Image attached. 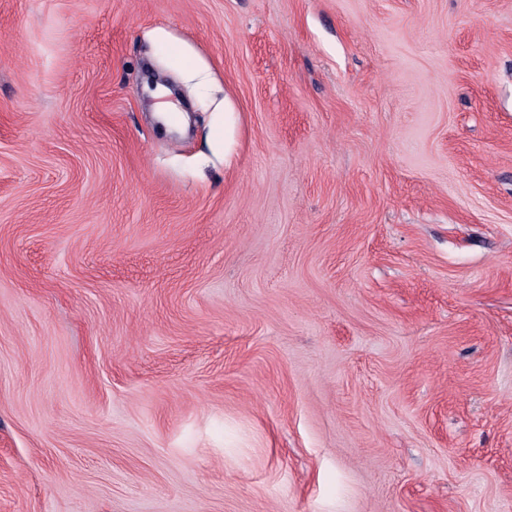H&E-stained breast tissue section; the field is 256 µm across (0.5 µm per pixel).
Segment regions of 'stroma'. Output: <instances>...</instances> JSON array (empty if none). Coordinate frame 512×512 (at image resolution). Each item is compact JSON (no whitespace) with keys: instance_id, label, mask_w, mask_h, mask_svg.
Masks as SVG:
<instances>
[{"instance_id":"stroma-1","label":"stroma","mask_w":512,"mask_h":512,"mask_svg":"<svg viewBox=\"0 0 512 512\" xmlns=\"http://www.w3.org/2000/svg\"><path fill=\"white\" fill-rule=\"evenodd\" d=\"M0 512H512V0H0Z\"/></svg>"}]
</instances>
